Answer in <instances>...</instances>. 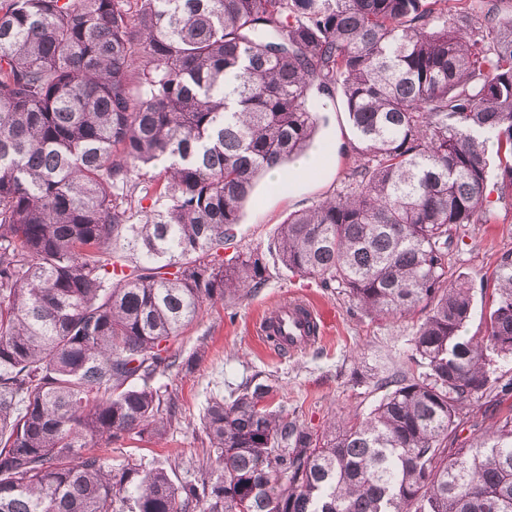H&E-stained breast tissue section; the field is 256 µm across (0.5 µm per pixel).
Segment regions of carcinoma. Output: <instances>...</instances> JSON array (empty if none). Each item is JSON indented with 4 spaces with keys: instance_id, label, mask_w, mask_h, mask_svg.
<instances>
[{
    "instance_id": "carcinoma-1",
    "label": "carcinoma",
    "mask_w": 512,
    "mask_h": 512,
    "mask_svg": "<svg viewBox=\"0 0 512 512\" xmlns=\"http://www.w3.org/2000/svg\"><path fill=\"white\" fill-rule=\"evenodd\" d=\"M337 87L361 162L274 253L375 317L427 309L421 372L320 432L257 373L209 403L191 479L89 451L176 418L170 341L265 281L224 244ZM491 140L511 201L512 0H0V512H512V253L481 336L448 270L493 219ZM488 390L496 427L460 441Z\"/></svg>"
}]
</instances>
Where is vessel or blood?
<instances>
[{
    "label": "vessel or blood",
    "mask_w": 512,
    "mask_h": 512,
    "mask_svg": "<svg viewBox=\"0 0 512 512\" xmlns=\"http://www.w3.org/2000/svg\"><path fill=\"white\" fill-rule=\"evenodd\" d=\"M321 333L320 314L309 302L296 299L265 315L260 322L261 337L276 336L278 343L295 350L315 341Z\"/></svg>",
    "instance_id": "obj_1"
}]
</instances>
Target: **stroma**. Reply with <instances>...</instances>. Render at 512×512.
Masks as SVG:
<instances>
[{
	"label": "stroma",
	"instance_id": "obj_1",
	"mask_svg": "<svg viewBox=\"0 0 512 512\" xmlns=\"http://www.w3.org/2000/svg\"><path fill=\"white\" fill-rule=\"evenodd\" d=\"M325 104L328 121L320 125L313 150L318 153L330 147L328 166L284 188L262 177L227 246L231 252L243 249L265 254L268 271L264 284L247 294L205 304L198 320L172 345L183 360L191 361V369H174L156 380L158 387L176 395L177 421L160 437L146 432L116 443L93 441V452L107 462L117 465L133 457L187 466L191 457L202 451L200 419L210 397L230 394L258 372L268 376L276 388L269 401L273 409L319 431L333 417L352 411L368 414L384 394L378 386L380 379L411 371L412 339L426 309L394 320L367 315L342 293L322 287L319 280L292 275L269 252L288 214L336 194L346 173L358 163L356 138L341 90H334ZM488 151L487 195L496 220L463 225L449 260L454 280L471 290L473 316L463 329L467 336L484 332L480 314L489 307L484 284L500 256L512 251V202L497 196L496 145H489ZM296 295L312 300L324 314L323 338L294 352L259 341L254 332L259 316ZM500 415L491 395L472 396L463 405L457 434L463 440L476 437L494 427Z\"/></svg>",
	"mask_w": 512,
	"mask_h": 512
}]
</instances>
